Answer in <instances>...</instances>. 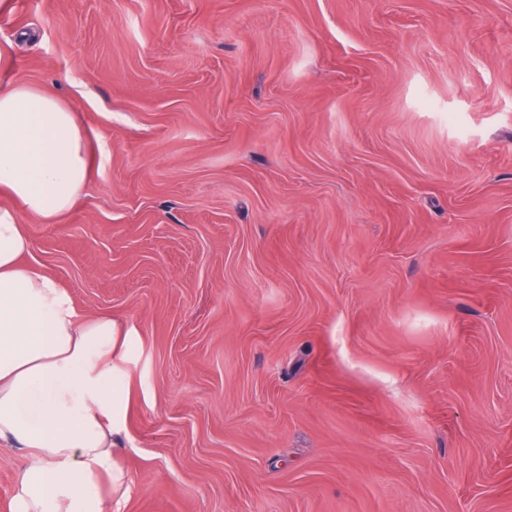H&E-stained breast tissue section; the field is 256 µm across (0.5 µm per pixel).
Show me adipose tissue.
<instances>
[{"label":"adipose tissue","mask_w":512,"mask_h":512,"mask_svg":"<svg viewBox=\"0 0 512 512\" xmlns=\"http://www.w3.org/2000/svg\"><path fill=\"white\" fill-rule=\"evenodd\" d=\"M90 174L85 135L60 99L0 88V440L28 451L15 512H104L102 478L118 483L114 436L130 385L114 360L130 335L83 315L48 275L23 265L20 213L53 224Z\"/></svg>","instance_id":"adipose-tissue-1"}]
</instances>
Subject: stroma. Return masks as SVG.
I'll return each mask as SVG.
<instances>
[{
  "mask_svg": "<svg viewBox=\"0 0 512 512\" xmlns=\"http://www.w3.org/2000/svg\"><path fill=\"white\" fill-rule=\"evenodd\" d=\"M5 43L91 160L25 261L135 331L105 512H512V0H0Z\"/></svg>",
  "mask_w": 512,
  "mask_h": 512,
  "instance_id": "obj_1",
  "label": "stroma"
}]
</instances>
